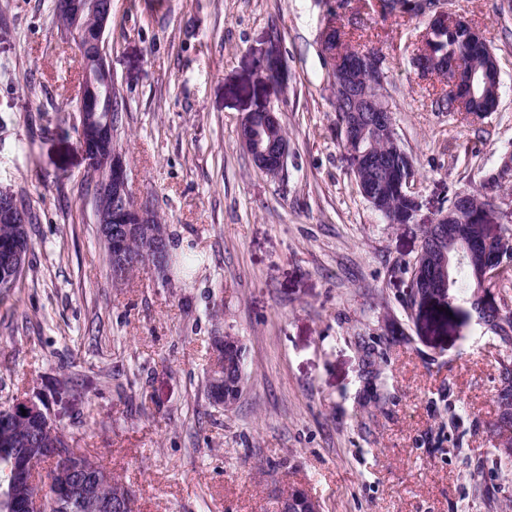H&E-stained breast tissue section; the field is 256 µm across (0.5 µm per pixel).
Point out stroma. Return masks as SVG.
<instances>
[{
  "label": "stroma",
  "mask_w": 512,
  "mask_h": 512,
  "mask_svg": "<svg viewBox=\"0 0 512 512\" xmlns=\"http://www.w3.org/2000/svg\"><path fill=\"white\" fill-rule=\"evenodd\" d=\"M480 26L501 77L496 112L432 106L411 64L426 22L349 0L352 42L384 58L383 92L413 161L417 212L388 223L360 195L320 52L327 0H112L107 64L123 104L114 131L136 204L166 224L165 275L114 284L79 148L80 57L53 0H0V188L32 212L33 266L0 303V403L48 399L56 423L136 498V512H275L291 487L324 512H512L470 502L495 451L502 349L470 319L435 329L406 299L421 230L457 194L496 200L512 228V13L452 0ZM281 61L275 103L287 172L256 169L240 143ZM194 247L201 262L183 273ZM245 348L231 411L205 393L216 336ZM465 435L448 444L446 400Z\"/></svg>",
  "instance_id": "obj_1"
}]
</instances>
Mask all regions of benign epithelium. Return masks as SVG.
Instances as JSON below:
<instances>
[{"label": "benign epithelium", "instance_id": "benign-epithelium-1", "mask_svg": "<svg viewBox=\"0 0 512 512\" xmlns=\"http://www.w3.org/2000/svg\"><path fill=\"white\" fill-rule=\"evenodd\" d=\"M417 13L430 18L434 22L459 24L472 27L465 18L458 16L449 8L447 0H411ZM59 9L68 13L71 24L63 30L65 38L73 42L84 62L79 91V112L84 114V122L79 128V146L87 160L90 171L103 173L96 185L95 214L97 224L106 238H112V224H122L126 239L143 238L150 241L151 248L146 254L145 264L155 272L163 275L170 263V249L167 243L165 225L154 224L153 212L148 209L131 208L129 202L131 193L128 187L126 167L122 154L115 148L113 133L116 124L112 122L110 104L114 88L112 74L106 62L103 48V36L112 20V0H58ZM94 26L96 40L93 44L84 42L86 27ZM336 25L328 23L320 34V48L327 74L340 93L350 96L353 109L350 120L359 121L362 113H370L372 121L389 130H394L393 113L385 99H375L366 92L358 91L355 72H369L380 83L385 80L384 59L373 50H358L355 60L344 58L337 49ZM415 68L420 73L435 68L444 72L445 88L453 97H468L472 91L471 85L464 84L463 71L458 63L448 56H436L429 52L415 58ZM243 123L251 128L250 138L242 142L243 148L251 156L255 167L273 177H280L286 171L289 143L280 139L270 147L265 145L264 137L271 134L279 124L277 112L267 108L265 112H248ZM467 194L457 197L458 205L451 206L436 220L439 224L440 239L447 241L448 247L440 248L437 259L432 261L429 272L415 275V280L421 287L431 288L441 294L448 286V268L454 261L464 255L459 244L457 225L467 223L463 216V200ZM10 224L19 223L15 211V200L12 193L0 190V220ZM210 381L217 387L220 398L217 405L230 410L239 402L243 394L244 380L234 385H226L224 373L215 369ZM10 413L22 416L26 420L53 423L49 403L45 400L35 401L31 398H19L8 402ZM53 466L46 474L38 471L37 458L29 455L26 449H21L16 461L17 484L28 482L39 487L45 485L51 489L61 483L68 486L79 497V500L89 504L94 512H124L127 501L113 499L102 495L101 488L109 479L107 469L94 463H88L74 469L70 464V456L59 449L51 451ZM295 496L287 499L280 498L277 512H322L321 503L306 489L295 488ZM46 500L38 493L30 499L17 496L13 502L16 512H42Z\"/></svg>", "mask_w": 512, "mask_h": 512}]
</instances>
